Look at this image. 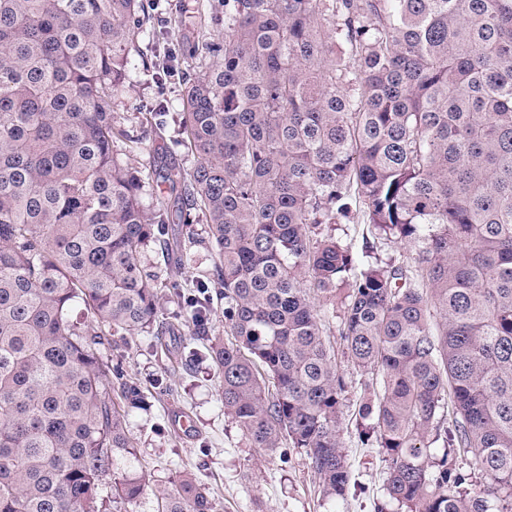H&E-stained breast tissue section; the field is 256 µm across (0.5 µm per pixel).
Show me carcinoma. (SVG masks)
<instances>
[{
  "mask_svg": "<svg viewBox=\"0 0 512 512\" xmlns=\"http://www.w3.org/2000/svg\"><path fill=\"white\" fill-rule=\"evenodd\" d=\"M143 26L141 0H0V512H100L112 470L141 497L126 418L146 395L96 345L159 335L161 293L207 324L208 301L147 266L188 257L169 225L192 209L249 447L286 442L346 495L348 382L318 310L345 284L358 437L388 458V500L512 512V0H224L171 135L193 165L151 213L153 171L121 157L112 113ZM360 210L408 256L373 265L322 235ZM162 500L220 512L189 474Z\"/></svg>",
  "mask_w": 512,
  "mask_h": 512,
  "instance_id": "1",
  "label": "carcinoma"
}]
</instances>
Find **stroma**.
Segmentation results:
<instances>
[{
  "label": "stroma",
  "instance_id": "1",
  "mask_svg": "<svg viewBox=\"0 0 512 512\" xmlns=\"http://www.w3.org/2000/svg\"><path fill=\"white\" fill-rule=\"evenodd\" d=\"M209 2L204 9L199 0H142L147 32L160 51L174 55V68L158 75L148 71L145 57L133 56L126 82L112 99V110L122 127L142 141L136 162L151 165L158 173L153 196L143 200L149 208L168 189L165 175L187 172L189 164L180 147L155 135L143 108L167 101V118L175 120L194 45L201 35L224 31L223 0ZM370 229L366 216L357 213L325 225L324 232L357 251L372 246L374 257L381 262L402 257L401 245L375 238ZM223 311V301L213 300L207 337L195 335L182 320L158 343L147 336L105 337L101 354L109 358L122 379L140 384L151 402L150 410L132 411L127 420L138 447L134 465L146 477V490L129 507L113 502L112 482L104 480L100 494L105 512H158L159 492L172 489L186 473L210 489L224 512H375L384 495L387 463L380 448L361 445L352 420H345L342 435L350 488L347 496L336 500L323 497L300 450L283 447L270 452L248 447L239 427L224 414L219 369L212 362L192 357L193 352L209 345L211 336L223 335ZM161 378L172 385V394L157 388ZM180 411L194 423L191 434H180L172 425L173 415Z\"/></svg>",
  "mask_w": 512,
  "mask_h": 512
}]
</instances>
